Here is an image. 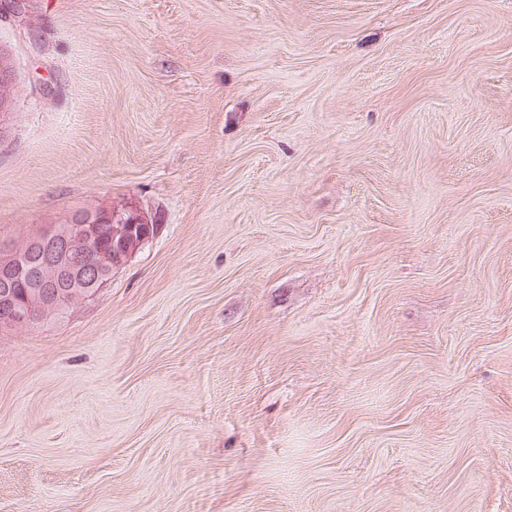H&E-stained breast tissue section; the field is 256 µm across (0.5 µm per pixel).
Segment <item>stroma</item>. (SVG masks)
<instances>
[{
  "mask_svg": "<svg viewBox=\"0 0 512 512\" xmlns=\"http://www.w3.org/2000/svg\"><path fill=\"white\" fill-rule=\"evenodd\" d=\"M0 512H512V0H0ZM89 215V219L80 215L67 224L46 225L19 246L0 247L1 321L30 327L54 314H65L75 300L73 288L82 291L81 300L95 296L107 284L106 275L112 266V252L102 248L100 224L102 235L109 239V224L127 222L114 228L115 237L120 236L124 245L136 224L142 225L130 240L137 239L139 245L152 239L157 230L134 210L121 215L118 209L112 212V207L96 206L89 209Z\"/></svg>",
  "mask_w": 512,
  "mask_h": 512,
  "instance_id": "obj_1",
  "label": "stroma"
}]
</instances>
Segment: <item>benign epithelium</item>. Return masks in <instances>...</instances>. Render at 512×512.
I'll return each mask as SVG.
<instances>
[{
  "label": "benign epithelium",
  "instance_id": "obj_1",
  "mask_svg": "<svg viewBox=\"0 0 512 512\" xmlns=\"http://www.w3.org/2000/svg\"><path fill=\"white\" fill-rule=\"evenodd\" d=\"M14 74L0 71V112L13 107ZM115 223V235L144 244L157 226L148 224L134 210L121 214L109 206H96L89 216L66 224H50L25 243L0 248V319L29 327L54 314H65L75 297L95 296L107 284L112 252L102 248L100 225Z\"/></svg>",
  "mask_w": 512,
  "mask_h": 512
}]
</instances>
